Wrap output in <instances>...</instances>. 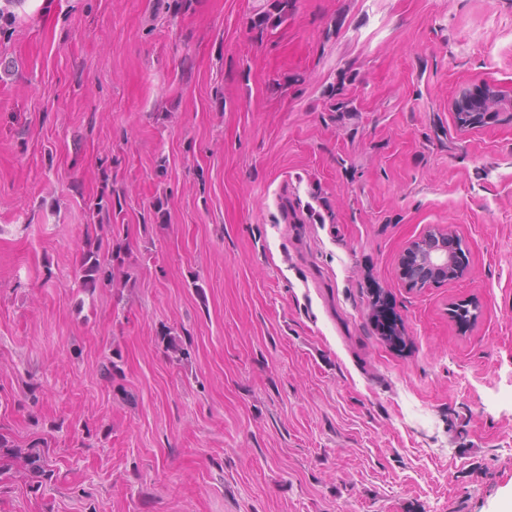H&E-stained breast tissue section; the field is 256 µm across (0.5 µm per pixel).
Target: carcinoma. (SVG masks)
<instances>
[{
	"label": "carcinoma",
	"mask_w": 512,
	"mask_h": 512,
	"mask_svg": "<svg viewBox=\"0 0 512 512\" xmlns=\"http://www.w3.org/2000/svg\"><path fill=\"white\" fill-rule=\"evenodd\" d=\"M94 208L100 223L85 227L78 269L81 287L91 294L98 288L112 287L117 273L130 263L127 249L119 243L112 244L110 239L103 240L104 228H112V188L109 187V174L106 172L103 173V186Z\"/></svg>",
	"instance_id": "1"
}]
</instances>
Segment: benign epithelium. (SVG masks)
I'll return each instance as SVG.
<instances>
[{"label": "benign epithelium", "instance_id": "7a95c632", "mask_svg": "<svg viewBox=\"0 0 512 512\" xmlns=\"http://www.w3.org/2000/svg\"><path fill=\"white\" fill-rule=\"evenodd\" d=\"M455 112L462 127L483 124L501 115L512 121V94L479 86L458 97ZM465 255L462 242L448 227L433 225L408 242L398 259L396 274L407 288H425L463 276Z\"/></svg>", "mask_w": 512, "mask_h": 512}]
</instances>
